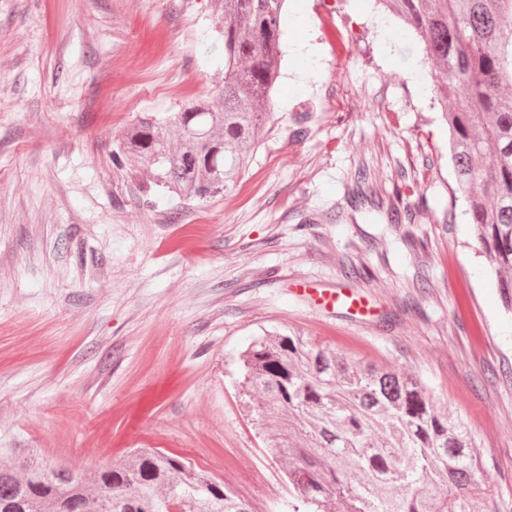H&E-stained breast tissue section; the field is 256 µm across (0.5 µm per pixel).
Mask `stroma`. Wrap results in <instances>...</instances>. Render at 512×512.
Here are the masks:
<instances>
[{
  "label": "stroma",
  "mask_w": 512,
  "mask_h": 512,
  "mask_svg": "<svg viewBox=\"0 0 512 512\" xmlns=\"http://www.w3.org/2000/svg\"><path fill=\"white\" fill-rule=\"evenodd\" d=\"M281 30L253 162L231 192L178 201L112 151L139 113L220 88L212 0H0V462L92 471L158 448L253 512H291L239 386L249 343L290 328L419 376L467 424L495 489L473 510L494 512L512 501V310L424 46L375 0H290ZM361 169L377 193L359 207ZM316 292V300L324 308L334 310L336 307H341L355 312H360L366 308V304L361 297L346 295L333 289H322Z\"/></svg>",
  "instance_id": "1"
}]
</instances>
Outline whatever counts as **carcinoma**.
<instances>
[{
	"label": "carcinoma",
	"mask_w": 512,
	"mask_h": 512,
	"mask_svg": "<svg viewBox=\"0 0 512 512\" xmlns=\"http://www.w3.org/2000/svg\"><path fill=\"white\" fill-rule=\"evenodd\" d=\"M287 0H224V81L213 98L144 112L124 151L186 199L232 189L271 123ZM424 44L448 123L456 182L479 251L512 270V0H381ZM251 396L284 462L294 512H473L482 463L466 425L424 381L355 364L288 329L242 355ZM0 512H251L231 487L181 457L138 448L91 473L43 460L0 463Z\"/></svg>",
	"instance_id": "carcinoma-1"
}]
</instances>
